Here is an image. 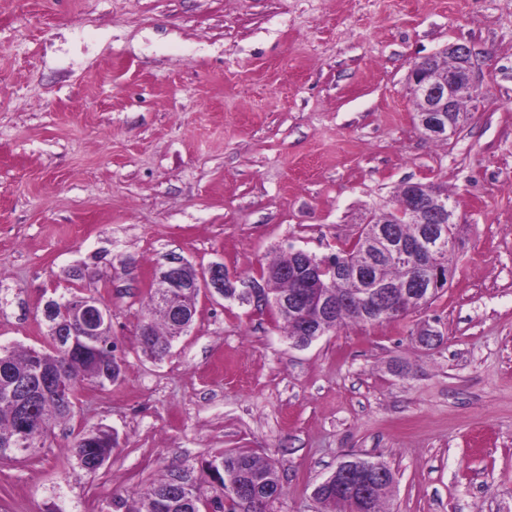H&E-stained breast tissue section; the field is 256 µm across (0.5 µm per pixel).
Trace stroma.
I'll list each match as a JSON object with an SVG mask.
<instances>
[{"label": "stroma", "mask_w": 512, "mask_h": 512, "mask_svg": "<svg viewBox=\"0 0 512 512\" xmlns=\"http://www.w3.org/2000/svg\"><path fill=\"white\" fill-rule=\"evenodd\" d=\"M454 41L480 95L435 142L408 76ZM408 180L457 202L432 304L295 347L271 309L202 295L163 359L142 352L170 258L243 284L338 251ZM73 291L111 308L124 373L0 459V512H105L242 449L277 467L272 512H315L352 453L391 467L387 512H512V0H0V344L44 347ZM97 428L118 444L88 474L70 448Z\"/></svg>", "instance_id": "obj_1"}]
</instances>
